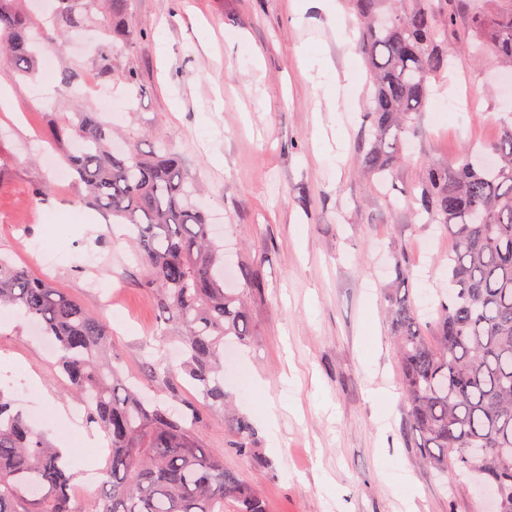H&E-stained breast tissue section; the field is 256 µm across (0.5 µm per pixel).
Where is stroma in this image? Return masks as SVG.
<instances>
[{"label":"stroma","instance_id":"35a3bbf8","mask_svg":"<svg viewBox=\"0 0 512 512\" xmlns=\"http://www.w3.org/2000/svg\"><path fill=\"white\" fill-rule=\"evenodd\" d=\"M295 2L128 0L123 20L145 34L116 54L104 80L95 67L111 13L103 0L86 36L55 53L51 68L37 67L35 80L0 62V86L10 90L0 108V215L11 218L0 222V255L103 317L122 380L144 385L155 402L197 410V440L256 483L266 512H485L480 486L425 467L406 438L388 310L409 294L424 327L436 319L453 241L447 225L417 214L419 185L464 146L497 143L512 93L500 88L502 71L461 50L471 0H455L448 70L398 133L400 162L377 181L364 171L369 74L357 44L336 38L357 18L347 0H306L300 10ZM68 68L91 84L86 96L55 93ZM130 72L136 84L125 82ZM466 91L472 109L454 111ZM78 104L111 120L119 147L168 144L201 186L227 282L249 309L250 339L234 347L224 393L253 421L265 473L227 451L223 409L190 378L173 385L150 372L163 357L180 358L181 343L159 319L135 245L105 221L79 231L69 219L78 185L35 152ZM45 183L52 195L36 199ZM399 256L410 282L392 271ZM67 388L32 323L0 324V390L15 409L27 417L74 409Z\"/></svg>","mask_w":512,"mask_h":512}]
</instances>
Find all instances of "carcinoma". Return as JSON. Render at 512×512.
Returning <instances> with one entry per match:
<instances>
[{"mask_svg": "<svg viewBox=\"0 0 512 512\" xmlns=\"http://www.w3.org/2000/svg\"><path fill=\"white\" fill-rule=\"evenodd\" d=\"M15 2L0 0V58L30 77L40 51L82 33L96 0H57L49 29L18 12ZM124 2L112 0V40L95 60L104 79L112 77L114 48L143 35L122 21ZM351 2L374 88L365 168L382 181L399 159L390 132L421 111L431 83L448 69L442 36L453 17L434 0L399 8L387 7L388 0ZM471 22L472 38L489 39L492 61L512 68V7L491 14L477 6ZM49 133L84 187L75 204L125 225L145 261L161 319L181 330L187 363L158 362L153 371L172 381L188 373L206 398L229 410L217 380L224 338L249 339V312L244 293L224 287L221 247L209 238L182 158L165 145L148 155L110 148L112 125L87 110ZM486 153L494 157L491 166ZM417 203L431 220L448 225L454 244L451 288L437 306L434 333L423 329L409 300L393 302L389 311L408 428L426 465L441 472L453 465L502 494L500 512H512V122L496 144L468 145L453 163L429 168ZM0 305L20 309L55 339L69 396L86 403L89 420L110 443L106 479L77 501L58 449L12 412L0 392V512H265L254 484L203 448L183 415L120 385L115 356H106L104 319L1 257ZM230 427L229 447L266 468L250 419L234 413Z\"/></svg>", "mask_w": 512, "mask_h": 512, "instance_id": "obj_1", "label": "carcinoma"}]
</instances>
